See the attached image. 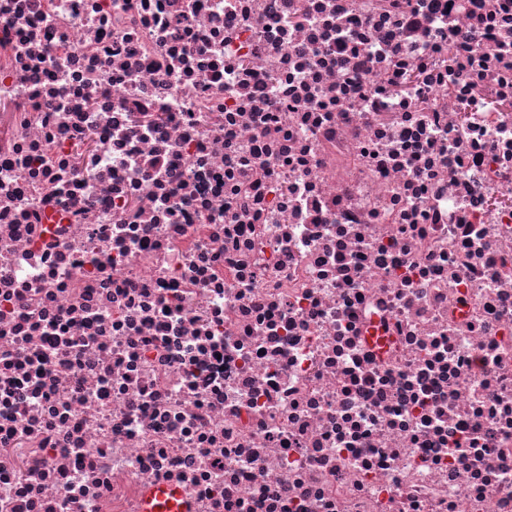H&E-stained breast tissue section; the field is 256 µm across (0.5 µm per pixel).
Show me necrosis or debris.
<instances>
[{
	"label": "necrosis or debris",
	"mask_w": 512,
	"mask_h": 512,
	"mask_svg": "<svg viewBox=\"0 0 512 512\" xmlns=\"http://www.w3.org/2000/svg\"><path fill=\"white\" fill-rule=\"evenodd\" d=\"M512 512V0H0V512ZM144 512H190L183 492L172 485H158L143 499Z\"/></svg>",
	"instance_id": "4bbe7bcc"
}]
</instances>
